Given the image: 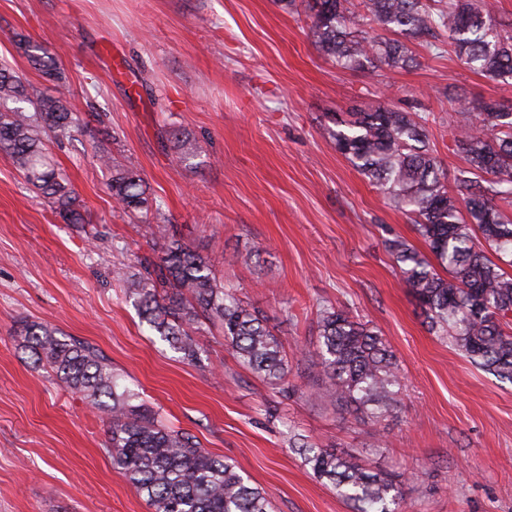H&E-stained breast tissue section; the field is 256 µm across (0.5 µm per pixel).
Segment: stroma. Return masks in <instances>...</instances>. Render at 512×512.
Masks as SVG:
<instances>
[{
    "label": "stroma",
    "instance_id": "stroma-1",
    "mask_svg": "<svg viewBox=\"0 0 512 512\" xmlns=\"http://www.w3.org/2000/svg\"><path fill=\"white\" fill-rule=\"evenodd\" d=\"M18 34L60 55L89 118L48 154L90 221L64 223L0 157V512H151L112 467L106 416L33 362L14 333L22 320L96 346L170 426L232 459L274 512H353L295 453L299 437L391 476L406 512H512V383L428 331L385 248L393 235L418 248L421 238L330 136L335 113L387 93L423 112L452 179L464 161L451 101L510 104L512 81L471 72L444 47H417L420 64L406 70L337 68L284 0H0V59L49 93ZM173 129L205 142L197 166L163 144ZM98 149L137 169L187 244L264 312L297 393L243 365L221 326L201 336L193 364L150 330L113 270L151 246L114 208ZM324 305L393 350L404 385L386 419L314 397Z\"/></svg>",
    "mask_w": 512,
    "mask_h": 512
}]
</instances>
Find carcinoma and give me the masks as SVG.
Returning a JSON list of instances; mask_svg holds the SVG:
<instances>
[{"label": "carcinoma", "mask_w": 512, "mask_h": 512, "mask_svg": "<svg viewBox=\"0 0 512 512\" xmlns=\"http://www.w3.org/2000/svg\"><path fill=\"white\" fill-rule=\"evenodd\" d=\"M360 7L351 9L350 0H305L319 52L342 69L416 67L419 59L411 44L424 41L435 48L433 39L443 31L466 69L512 80V20L493 14L486 0H361ZM368 21L387 35H369L364 30ZM16 43L53 84V93L24 84L8 63H0V156L12 162L52 212L68 224H85L68 175L45 148V139L65 137L81 126L61 60L23 35ZM453 112L465 167L452 186L429 144L426 119L417 112L376 100L347 119H336L330 134L336 151L390 206L408 216L427 247L425 255L400 236L386 240L429 330L449 337L477 368L512 381V274L500 266H512V218L498 205L512 202V105L461 101ZM167 141L185 163L206 152L199 141L175 131L167 133ZM98 161L110 172L112 201L125 214L145 219L155 258L116 276L149 327L194 363L199 336L208 325L219 324L244 364L284 395L295 392L288 386L282 344L262 313L224 286L209 256L193 250L174 225L160 219L162 206L149 197L136 171L114 164L107 154L98 155ZM317 329L321 395L364 421L391 414L402 378L378 331L332 305L319 308ZM15 333L35 362L107 415L112 467L154 512H271L264 489L244 479L231 460L165 423L95 346L45 322L21 321ZM297 451L354 512H401L399 488L387 476L313 442H301Z\"/></svg>", "instance_id": "carcinoma-1"}]
</instances>
